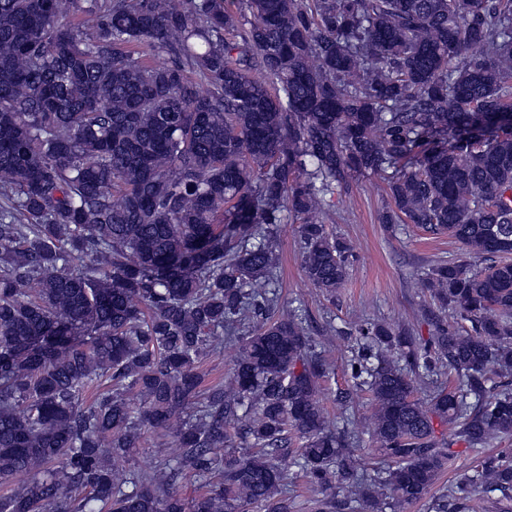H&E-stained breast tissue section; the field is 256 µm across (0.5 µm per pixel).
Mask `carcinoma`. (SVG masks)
Here are the masks:
<instances>
[{"mask_svg": "<svg viewBox=\"0 0 512 512\" xmlns=\"http://www.w3.org/2000/svg\"><path fill=\"white\" fill-rule=\"evenodd\" d=\"M361 176L386 186L381 223L461 254L414 279L454 318L426 342L351 329L374 409L338 429L316 399L332 367L278 303L277 226L335 293L353 255L323 214ZM223 333L240 355L202 391ZM442 370L456 392L418 397ZM149 430L169 454L119 466ZM511 438L512 0H0V478H25L0 512H291L289 458L315 512H398L455 444ZM477 493L512 512V448L435 512ZM347 451L360 471L373 473L374 469L385 466L384 456L378 450L377 444L367 435L355 439L349 444Z\"/></svg>", "mask_w": 512, "mask_h": 512, "instance_id": "obj_1", "label": "carcinoma"}]
</instances>
